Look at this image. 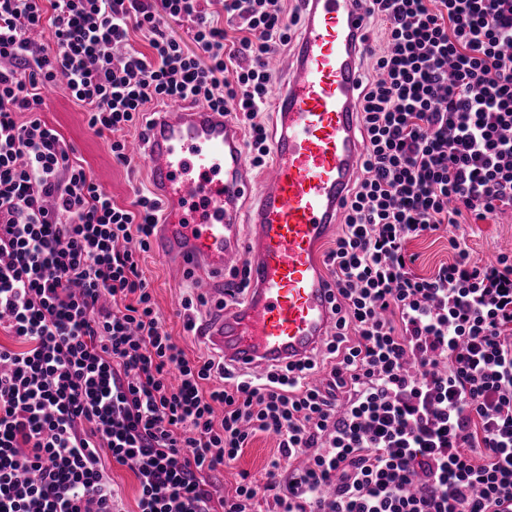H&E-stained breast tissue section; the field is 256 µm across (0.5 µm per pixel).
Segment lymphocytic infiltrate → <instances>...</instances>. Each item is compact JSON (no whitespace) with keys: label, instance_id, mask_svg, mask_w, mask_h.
Masks as SVG:
<instances>
[{"label":"lymphocytic infiltrate","instance_id":"f902f5d3","mask_svg":"<svg viewBox=\"0 0 512 512\" xmlns=\"http://www.w3.org/2000/svg\"><path fill=\"white\" fill-rule=\"evenodd\" d=\"M210 2L0 0V512H114L116 464L137 512H254L253 481L217 504L206 476L259 432L277 439L266 488L282 512H501L512 255L472 259L458 229L512 207V0H369L366 150L325 255L335 331L259 378L176 342L140 266L159 200L119 206L37 116L64 85L126 165L121 133L149 105L201 102L247 128L264 167L266 60L299 16ZM165 15L190 22L195 51ZM42 26L53 45L31 39ZM434 234L454 258L424 276L408 245ZM112 480L122 492V501L119 509L122 512H134L137 510L138 484L134 474L127 468L119 465L112 467Z\"/></svg>","mask_w":512,"mask_h":512}]
</instances>
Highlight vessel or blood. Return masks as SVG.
Listing matches in <instances>:
<instances>
[{
	"label": "vessel or blood",
	"mask_w": 512,
	"mask_h": 512,
	"mask_svg": "<svg viewBox=\"0 0 512 512\" xmlns=\"http://www.w3.org/2000/svg\"><path fill=\"white\" fill-rule=\"evenodd\" d=\"M298 2L293 50L268 59L285 82L260 191L237 123L206 105L169 103L129 148L165 202L158 253L191 275L229 280L245 268V295L215 308L198 335L225 366L255 375L311 358L334 330L336 287L320 247L341 221L365 152L357 128L368 4Z\"/></svg>",
	"instance_id": "1"
}]
</instances>
